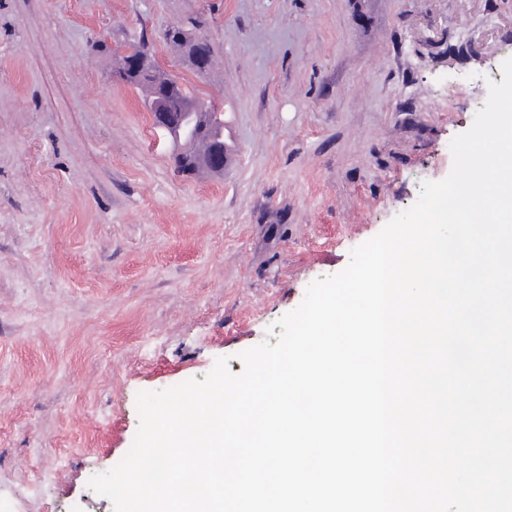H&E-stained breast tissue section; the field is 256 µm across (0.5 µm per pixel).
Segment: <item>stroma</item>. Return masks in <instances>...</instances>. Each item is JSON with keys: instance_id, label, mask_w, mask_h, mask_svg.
Returning <instances> with one entry per match:
<instances>
[{"instance_id": "35a3bbf8", "label": "stroma", "mask_w": 512, "mask_h": 512, "mask_svg": "<svg viewBox=\"0 0 512 512\" xmlns=\"http://www.w3.org/2000/svg\"><path fill=\"white\" fill-rule=\"evenodd\" d=\"M204 17L216 64L166 45ZM224 113L178 173L113 48ZM512 57V0H0V498L113 512L139 392L275 340L314 280L452 168Z\"/></svg>"}]
</instances>
